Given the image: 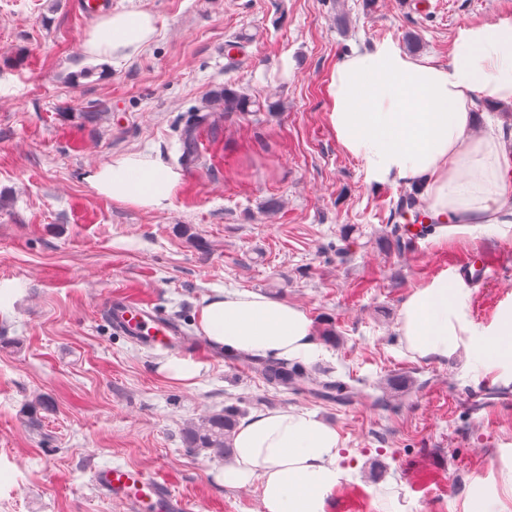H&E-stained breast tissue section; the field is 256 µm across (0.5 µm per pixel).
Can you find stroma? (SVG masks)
I'll return each instance as SVG.
<instances>
[{"label":"stroma","instance_id":"obj_1","mask_svg":"<svg viewBox=\"0 0 512 512\" xmlns=\"http://www.w3.org/2000/svg\"><path fill=\"white\" fill-rule=\"evenodd\" d=\"M74 2L0 0V512H125L92 483L112 464L163 475L194 512H260L257 486L224 488L223 458L182 440L228 405L292 407L336 428L343 476L326 512H512V360L422 359L398 329L415 289L486 256L464 316L475 337L495 333L512 307V226L411 247L393 218L405 184L371 181L325 117L342 54L388 40L444 65L457 29L505 0H112L157 26L113 64L84 55L91 21ZM226 88L249 111L214 103ZM129 153L179 173L165 210L87 181ZM394 234L400 247H386ZM216 288L303 308L333 336L311 376L356 397L273 387L217 349L193 384L170 382L156 371L164 352L131 344L101 311L108 294L137 295L194 344L197 305Z\"/></svg>","mask_w":512,"mask_h":512}]
</instances>
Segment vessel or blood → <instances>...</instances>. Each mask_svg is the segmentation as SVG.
Instances as JSON below:
<instances>
[{"instance_id":"1","label":"vessel or blood","mask_w":512,"mask_h":512,"mask_svg":"<svg viewBox=\"0 0 512 512\" xmlns=\"http://www.w3.org/2000/svg\"><path fill=\"white\" fill-rule=\"evenodd\" d=\"M102 312L116 332L135 335L149 347L171 350L178 346L176 328L155 320L149 303L142 299L110 298ZM92 482L106 497L123 504L126 512H190L187 499L155 472L131 465L103 466L93 471Z\"/></svg>"}]
</instances>
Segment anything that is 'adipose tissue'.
<instances>
[{
    "instance_id": "ef3b65f1",
    "label": "adipose tissue",
    "mask_w": 512,
    "mask_h": 512,
    "mask_svg": "<svg viewBox=\"0 0 512 512\" xmlns=\"http://www.w3.org/2000/svg\"><path fill=\"white\" fill-rule=\"evenodd\" d=\"M155 34L149 11H118L93 22L82 50L111 63L139 53ZM328 97L339 145L373 180L406 181L455 232L512 222V131L476 130L472 112L478 101L512 104L511 14L460 27L445 65L387 41L343 55ZM87 180L114 202L162 211L179 176L138 153L98 165ZM467 299L465 288L445 278L415 290L399 318L409 349L435 360L480 350L464 319ZM197 319L215 348L304 363L320 353L302 308L256 292L216 290L202 297ZM232 446L219 475L226 488L259 484L262 512H325L340 479L333 426L297 409L259 410L237 425Z\"/></svg>"
}]
</instances>
